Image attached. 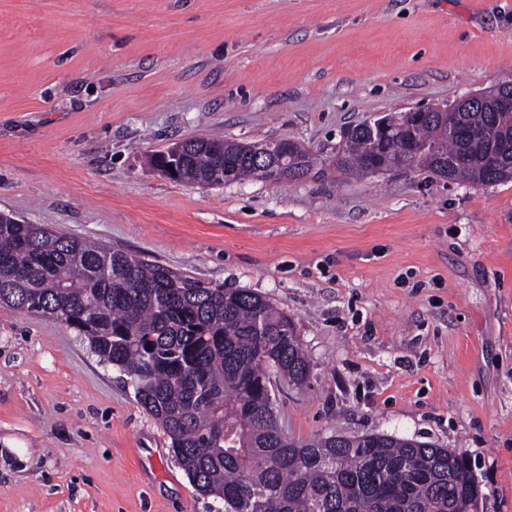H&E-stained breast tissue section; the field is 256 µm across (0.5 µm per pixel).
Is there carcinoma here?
<instances>
[{"mask_svg": "<svg viewBox=\"0 0 512 512\" xmlns=\"http://www.w3.org/2000/svg\"><path fill=\"white\" fill-rule=\"evenodd\" d=\"M461 125L464 139L448 128ZM389 159L450 181L480 183L494 170L512 180V112L491 100L465 112L394 116ZM379 134L355 127L328 166L364 174ZM279 168L314 173L294 142ZM178 180L224 186L271 180L237 141L187 143ZM75 328L100 361L126 375L171 452L217 512H480L484 495L468 457L388 434L336 441L288 437L268 409L272 378L301 388L310 361L291 316L246 288L213 285L186 272L41 224L0 222V305Z\"/></svg>", "mask_w": 512, "mask_h": 512, "instance_id": "carcinoma-1", "label": "carcinoma"}]
</instances>
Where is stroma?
Instances as JSON below:
<instances>
[{"label": "stroma", "mask_w": 512, "mask_h": 512, "mask_svg": "<svg viewBox=\"0 0 512 512\" xmlns=\"http://www.w3.org/2000/svg\"><path fill=\"white\" fill-rule=\"evenodd\" d=\"M512 83V0H0V212L268 297L306 386L296 439L385 433L466 454L512 512V181L335 172L200 187L184 138L330 155L381 113ZM123 374L0 305V512H209Z\"/></svg>", "instance_id": "1"}]
</instances>
